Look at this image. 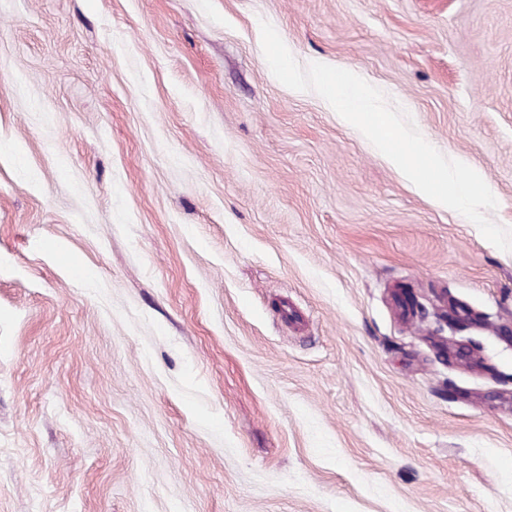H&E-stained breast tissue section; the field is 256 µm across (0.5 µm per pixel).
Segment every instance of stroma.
<instances>
[{
  "mask_svg": "<svg viewBox=\"0 0 512 512\" xmlns=\"http://www.w3.org/2000/svg\"><path fill=\"white\" fill-rule=\"evenodd\" d=\"M264 20L512 229V0H0V512H512V252Z\"/></svg>",
  "mask_w": 512,
  "mask_h": 512,
  "instance_id": "1",
  "label": "stroma"
}]
</instances>
